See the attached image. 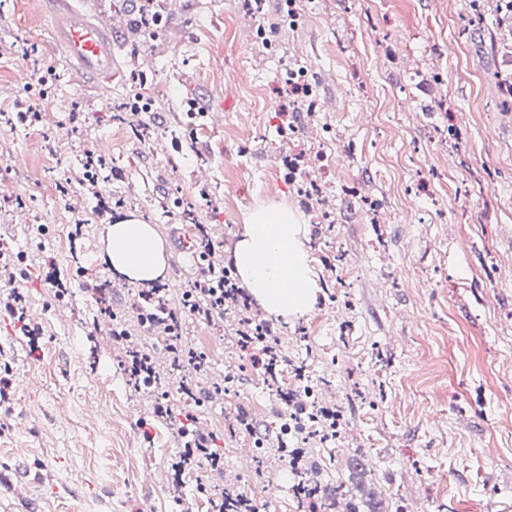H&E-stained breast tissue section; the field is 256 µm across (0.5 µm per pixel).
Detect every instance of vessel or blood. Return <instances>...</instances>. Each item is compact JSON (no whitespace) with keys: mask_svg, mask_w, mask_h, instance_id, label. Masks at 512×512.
Wrapping results in <instances>:
<instances>
[{"mask_svg":"<svg viewBox=\"0 0 512 512\" xmlns=\"http://www.w3.org/2000/svg\"><path fill=\"white\" fill-rule=\"evenodd\" d=\"M50 3L54 40L63 62L99 87H110L115 76L111 28L80 9L75 0Z\"/></svg>","mask_w":512,"mask_h":512,"instance_id":"obj_1","label":"vessel or blood"}]
</instances>
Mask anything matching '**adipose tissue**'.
Wrapping results in <instances>:
<instances>
[{
	"instance_id": "1",
	"label": "adipose tissue",
	"mask_w": 512,
	"mask_h": 512,
	"mask_svg": "<svg viewBox=\"0 0 512 512\" xmlns=\"http://www.w3.org/2000/svg\"><path fill=\"white\" fill-rule=\"evenodd\" d=\"M99 256L122 280L144 284L167 276L165 241L134 215L107 225ZM229 259L269 315L299 317L313 308L321 285L297 210L280 204L251 209Z\"/></svg>"
}]
</instances>
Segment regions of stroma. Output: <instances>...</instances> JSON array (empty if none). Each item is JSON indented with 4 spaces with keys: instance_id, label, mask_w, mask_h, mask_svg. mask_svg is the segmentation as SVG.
<instances>
[{
    "instance_id": "35a3bbf8",
    "label": "stroma",
    "mask_w": 512,
    "mask_h": 512,
    "mask_svg": "<svg viewBox=\"0 0 512 512\" xmlns=\"http://www.w3.org/2000/svg\"><path fill=\"white\" fill-rule=\"evenodd\" d=\"M83 2L118 45L105 91L59 59L46 0H0V110L49 74L42 122L0 125V247L20 257L7 285L42 330L31 344L0 307V512H216L199 508L201 482L263 512H300L287 462L255 457L256 432L279 447L287 409L239 352L236 314L182 333L211 371L236 373L233 387L214 396L199 376L205 398L188 421L172 375L163 389L178 414L159 421L101 311L134 315L139 289L100 261L105 225L129 213L154 225L168 292L182 295L200 270L184 252L197 224L228 247L271 203L298 209L320 276L336 285L311 312L274 321L283 386L329 380L325 400L346 414L335 443H303L322 479L365 487L387 512H512V108L493 79L512 72V53L493 44L491 0L477 23L471 0H302L289 25L281 0L255 16L243 0H168L162 32L140 41L126 32L139 0L120 19L112 0ZM289 65L316 84L314 111L284 107ZM133 91L149 105L137 136L109 108ZM313 148L336 157L325 231L266 162ZM89 150L111 171L92 186L76 175ZM202 181L212 201L183 223L164 199L196 200ZM120 190L126 206H111ZM241 415L251 430L230 431ZM184 426L220 469L171 471Z\"/></svg>"
}]
</instances>
